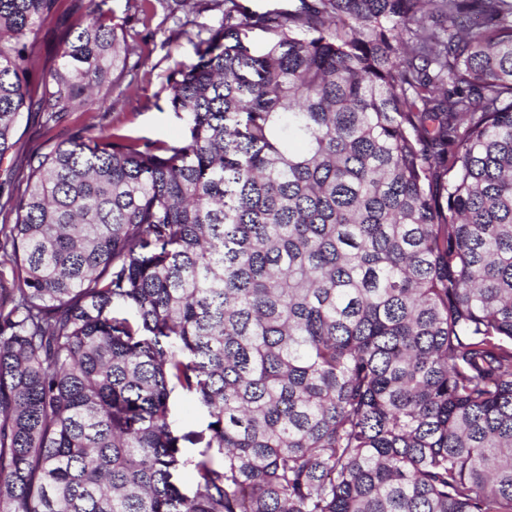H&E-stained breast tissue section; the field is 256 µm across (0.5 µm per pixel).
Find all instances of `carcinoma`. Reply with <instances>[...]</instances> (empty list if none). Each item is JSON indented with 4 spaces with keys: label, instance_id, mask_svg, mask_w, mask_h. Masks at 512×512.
Returning <instances> with one entry per match:
<instances>
[{
    "label": "carcinoma",
    "instance_id": "obj_1",
    "mask_svg": "<svg viewBox=\"0 0 512 512\" xmlns=\"http://www.w3.org/2000/svg\"><path fill=\"white\" fill-rule=\"evenodd\" d=\"M295 2L212 0L167 144L98 122L127 18L31 87L0 0V159L87 115L0 201V512H512V0ZM42 116L36 113L24 112L23 118L15 133V139L18 141L16 148L20 153L36 150L44 145L45 137L43 134ZM174 418L184 430L199 428L204 420L203 410L190 396L178 395L173 401Z\"/></svg>",
    "mask_w": 512,
    "mask_h": 512
}]
</instances>
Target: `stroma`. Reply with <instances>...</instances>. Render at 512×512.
<instances>
[{"label": "stroma", "mask_w": 512, "mask_h": 512, "mask_svg": "<svg viewBox=\"0 0 512 512\" xmlns=\"http://www.w3.org/2000/svg\"><path fill=\"white\" fill-rule=\"evenodd\" d=\"M221 17V9L204 8L201 0H184L162 27L142 30L133 54L142 73L134 79L135 89L113 96L112 112L103 126L150 140L180 141L183 127L170 108L165 76L175 62L193 59L197 32L217 25Z\"/></svg>", "instance_id": "1"}]
</instances>
